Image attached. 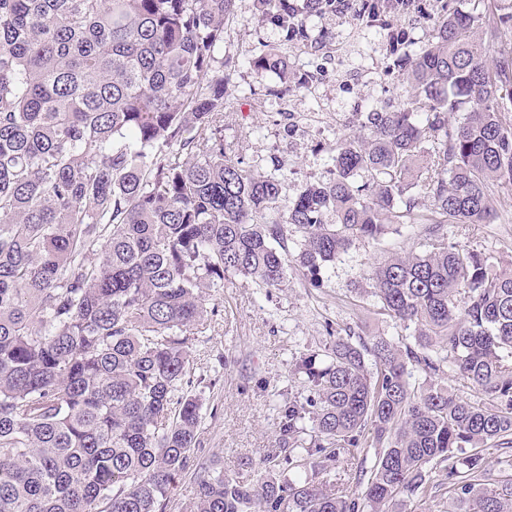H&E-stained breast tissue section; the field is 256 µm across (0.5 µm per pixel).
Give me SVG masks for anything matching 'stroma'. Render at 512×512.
Masks as SVG:
<instances>
[{"label": "stroma", "mask_w": 512, "mask_h": 512, "mask_svg": "<svg viewBox=\"0 0 512 512\" xmlns=\"http://www.w3.org/2000/svg\"><path fill=\"white\" fill-rule=\"evenodd\" d=\"M350 0L347 12L325 10L304 16L308 46L284 44L262 23L253 0H238L226 25L224 114L228 155L274 177L279 209L287 211L302 188L332 178L340 138L358 133L366 112L396 106L409 95L405 76L393 68L386 30ZM492 0H414L394 14L403 28L404 53L413 55L433 38L443 8L485 14ZM278 54L286 72L265 71L255 58ZM495 217L487 224H452V241L484 253L494 267L512 263V195L493 197ZM420 224H394L377 242H356L326 267L320 284L289 268L282 287L262 288L234 276L209 291L214 313L198 332L187 374L189 391L202 402L193 462L182 473L165 512H186L199 464H216L225 476L255 479L274 448L277 406L305 395L295 373L299 357L323 352L336 338L351 341L384 336L413 340L412 329L378 315L368 274L386 254L416 245Z\"/></svg>", "instance_id": "obj_1"}]
</instances>
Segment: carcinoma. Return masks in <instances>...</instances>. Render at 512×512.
Segmentation results:
<instances>
[{
	"mask_svg": "<svg viewBox=\"0 0 512 512\" xmlns=\"http://www.w3.org/2000/svg\"><path fill=\"white\" fill-rule=\"evenodd\" d=\"M254 2L283 42L308 45L288 0ZM236 13L237 0H0V512H164L198 439L201 403L182 385L203 291L230 275L278 288L293 264L318 283L392 224L426 225L369 273L379 314L414 344L338 337L327 363L303 355L308 395L280 407L265 475L203 467L190 512H396L431 462L449 512H512V475L491 478L481 453L512 449V270L447 235L512 194V61L490 56L512 0L447 11L428 48L397 54L409 97L367 113L333 177L283 216L278 181L224 151L216 53ZM448 361L492 402L436 382ZM366 447L379 452L353 476L364 491L322 479Z\"/></svg>",
	"mask_w": 512,
	"mask_h": 512,
	"instance_id": "carcinoma-1",
	"label": "carcinoma"
}]
</instances>
